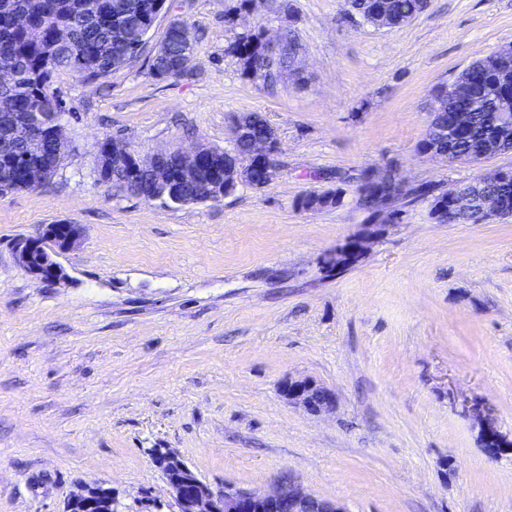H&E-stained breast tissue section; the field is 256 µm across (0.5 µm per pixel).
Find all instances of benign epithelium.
<instances>
[{
    "label": "benign epithelium",
    "mask_w": 512,
    "mask_h": 512,
    "mask_svg": "<svg viewBox=\"0 0 512 512\" xmlns=\"http://www.w3.org/2000/svg\"><path fill=\"white\" fill-rule=\"evenodd\" d=\"M16 23L33 41L42 40V27L33 17L22 12L17 15ZM300 49L288 42L285 35H272L265 32L262 53L254 60L250 70L254 71L266 64H274L286 57L299 56ZM469 113H448V132L459 137L467 133ZM19 138L37 143L45 138L52 141L56 155L63 153L62 126L57 124L50 133H45L37 122L23 124L17 131ZM279 143L274 128H268L263 135L249 139L247 150L236 151L224 158L223 170L216 169L212 162L214 148L206 145L191 151H181L177 159L170 153L156 155L150 162L144 163L127 144L112 140L106 144V154L112 158V165L127 171L133 187L124 189L125 193L136 195L145 184L142 177H149L154 188L174 192L183 183H193L211 202L224 198V191L235 190L241 185L262 188L273 180L277 171L276 155ZM505 181V171L490 170L469 181L470 190L456 186L445 196L450 207L437 206L432 211V218L439 224H451L455 214L467 212L472 207L479 208L482 223H492L498 219L512 217V212L503 209L498 197L489 193L485 186ZM372 182L382 187L373 200L378 214L387 216L393 198L401 194L403 184L396 174L386 170L372 178ZM376 234L368 229L351 239L347 245L336 250L329 258L333 268L340 271L352 265L363 254L366 241ZM80 235L76 224H46L37 236L20 241L16 246V257L24 271L42 281H59L64 278L63 268L56 257L74 247ZM284 397L311 412H321L334 406L333 394L316 382L304 378L288 380L282 389ZM468 412L480 432L493 438L498 434L491 417L481 408L473 405ZM179 472L166 478L173 497L180 506V512H346L338 502L319 498L294 479L280 481L269 492H251L244 490H214L207 483L199 480L187 467L178 465ZM112 489L101 483H85L71 493L66 512H92L99 502Z\"/></svg>",
    "instance_id": "1"
}]
</instances>
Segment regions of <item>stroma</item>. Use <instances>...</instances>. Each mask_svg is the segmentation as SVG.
<instances>
[{"mask_svg":"<svg viewBox=\"0 0 512 512\" xmlns=\"http://www.w3.org/2000/svg\"><path fill=\"white\" fill-rule=\"evenodd\" d=\"M240 0H168L128 66L55 76L65 150L51 180L0 194V512H62L78 484L110 487L120 512H179L156 448L212 488L263 492L284 476L347 512H512V455L481 447L478 405L512 438V218L439 224L407 197L399 223L341 273L325 257L376 214L360 188L389 168L438 192L490 169L421 155L431 94L512 42V0H428L383 29L344 0H262L251 26L300 45L273 84L241 74L224 21ZM189 28L180 76L148 60L169 20ZM244 112L275 129L261 189L172 207L99 182L95 144L141 160L201 144L232 151ZM341 191L340 206L298 199ZM76 224L50 283L18 241ZM308 378L334 411L288 403Z\"/></svg>","mask_w":512,"mask_h":512,"instance_id":"35a3bbf8","label":"stroma"}]
</instances>
